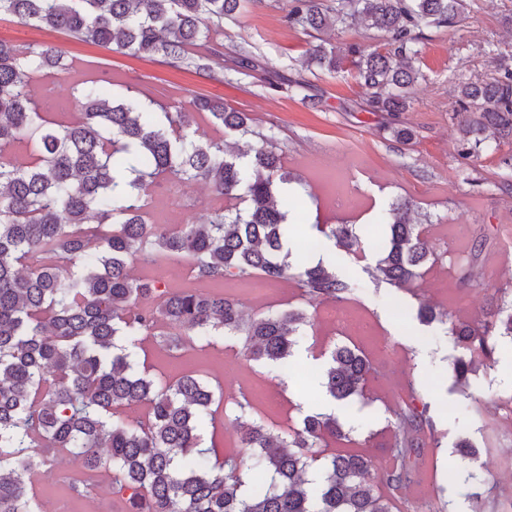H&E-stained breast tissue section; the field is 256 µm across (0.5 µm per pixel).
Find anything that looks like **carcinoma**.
<instances>
[{
  "mask_svg": "<svg viewBox=\"0 0 512 512\" xmlns=\"http://www.w3.org/2000/svg\"><path fill=\"white\" fill-rule=\"evenodd\" d=\"M260 0H0V17L61 32L109 52L159 59L177 70L211 72L223 56L224 19ZM284 21L311 38L304 61L330 73L343 57L321 38L351 21L387 36L380 52L349 48L356 80L373 112H406L423 74L416 59L425 27H451L465 0H286ZM70 57L53 43L0 41V512H44L30 494L60 454L80 472L70 488L88 497L102 453L112 461V493L127 512H393L414 483L428 447L438 444L428 405L408 390L394 411L392 466L380 473L364 454H325L349 440L333 415L307 414L288 431L256 421L242 426L239 454L201 447L217 428L215 388L191 373L155 380L135 348L149 337L178 352L185 337H244L248 360L286 367L295 336L311 322L304 308L248 317L224 292L171 288L161 276L137 277L131 264L157 270L187 263L200 280L293 277L306 302H345L352 283L330 265L295 268L288 239L301 223V196L271 133L221 97L160 104L122 96L106 76L75 81ZM65 79L77 118L52 117L55 104L33 92L37 75ZM463 132L460 156L497 153L512 143V65L453 90ZM237 134L246 148L228 151ZM202 182L218 204L201 219L157 229L144 212L152 188ZM413 202L389 204L378 280L408 288L433 258L411 220ZM314 241L365 253L347 224H312ZM456 382L491 359L495 337H512V299L477 323L450 328ZM372 370L356 346H335L323 386L341 404L363 395ZM146 411L135 425L120 412Z\"/></svg>",
  "mask_w": 512,
  "mask_h": 512,
  "instance_id": "carcinoma-1",
  "label": "carcinoma"
}]
</instances>
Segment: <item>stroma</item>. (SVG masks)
Returning <instances> with one entry per match:
<instances>
[{"label":"stroma","instance_id":"stroma-1","mask_svg":"<svg viewBox=\"0 0 512 512\" xmlns=\"http://www.w3.org/2000/svg\"><path fill=\"white\" fill-rule=\"evenodd\" d=\"M457 26L426 27L418 44L423 73L413 109L394 115L372 112L368 92L354 77L351 65L336 73L303 68L286 71L287 80L303 79L306 95L290 92L286 83H271L269 73L282 61L305 55V36L283 20L284 0H259L242 18L224 23V55L199 75L175 70L159 61L108 52L63 34L38 30L9 19L0 20V39L12 44L50 42L67 54L84 59L97 73H107L114 84L132 96L168 103L200 93L223 98L235 109L257 117L276 134L289 171L308 185L309 222L353 224L362 237L378 236L376 211L396 197L413 200L416 221L425 223L435 253L411 290L376 283L369 270L378 252L366 249L353 258L335 247L325 250L326 261L353 284L348 301L316 303L308 307L313 318L297 338L298 372H281L247 361L237 337H220L215 347L203 348L200 338L187 341L178 356H169L154 341L139 353L149 372L169 378L192 370L220 384L223 426L204 429L203 447L217 445L225 453L239 451L240 429L233 403L247 396L257 419L269 428L284 430L298 423L306 411L323 412L328 400L318 380L323 367L319 352L347 343L362 350L372 363L363 398L342 407L351 445L378 456L391 441L393 411L406 388L430 407L439 443L427 460L428 470L400 497L399 512H429L440 502L445 512H488L499 501L512 512V416L499 410L497 399L512 397V338L497 337L490 365L470 377L461 390L451 372L456 356L449 326L476 322L505 291H512V265L500 257L512 254V186L502 184V154L470 159L458 153L460 131L449 104L456 82L489 73L484 49L495 44L512 62V0H467ZM247 45L259 66L247 74L228 77L227 68L240 45ZM178 88L171 96L169 88ZM413 131L410 143L393 140L388 129ZM212 203L204 185L187 184L179 193L156 190L149 203L150 220L180 224L205 214ZM487 243L481 253L473 246L479 237ZM475 261L479 275L462 285L460 270ZM225 294L237 299L248 314L259 315L304 304L296 280L282 281L265 295L253 294L247 280L226 282ZM429 302L447 312L446 322L420 323L419 304ZM468 436L477 457L460 462L455 453L459 436ZM78 470L70 456L57 460L53 477L34 485L37 498L50 512H123V502L98 486L90 497L71 493L66 477Z\"/></svg>","mask_w":512,"mask_h":512}]
</instances>
